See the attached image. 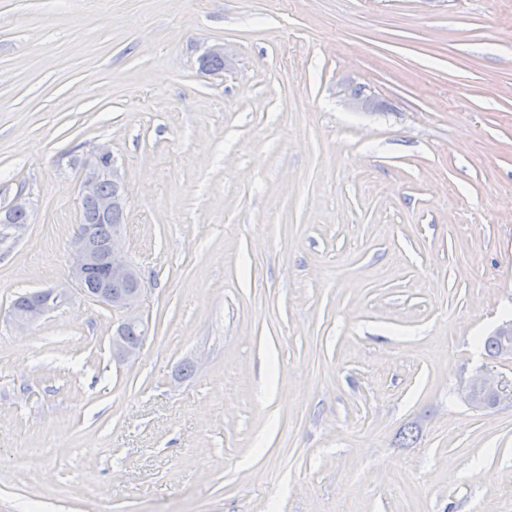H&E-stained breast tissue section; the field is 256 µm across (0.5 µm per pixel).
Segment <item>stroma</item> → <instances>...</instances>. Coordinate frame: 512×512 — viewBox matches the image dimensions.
<instances>
[{
	"label": "stroma",
	"instance_id": "1",
	"mask_svg": "<svg viewBox=\"0 0 512 512\" xmlns=\"http://www.w3.org/2000/svg\"><path fill=\"white\" fill-rule=\"evenodd\" d=\"M97 142L147 284L131 362L80 292L9 317L66 283ZM20 195L0 512H512V403L462 395L512 378L480 344L512 320V0H0ZM37 292V291H36ZM23 294L13 304L20 310L11 311V316L20 328H28L39 323L45 316L62 307L68 300L70 291L68 288H49L39 292ZM37 295L36 300L27 308ZM478 392L491 396L497 405L504 401H510L511 403L512 378L506 379L492 368L483 370L466 386L465 395H467V401L471 406L475 408L486 407L485 403L475 396Z\"/></svg>",
	"mask_w": 512,
	"mask_h": 512
}]
</instances>
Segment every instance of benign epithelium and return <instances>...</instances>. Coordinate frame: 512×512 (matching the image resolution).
I'll return each instance as SVG.
<instances>
[{"instance_id":"benign-epithelium-1","label":"benign epithelium","mask_w":512,"mask_h":512,"mask_svg":"<svg viewBox=\"0 0 512 512\" xmlns=\"http://www.w3.org/2000/svg\"><path fill=\"white\" fill-rule=\"evenodd\" d=\"M87 173L79 186V199L85 201L96 199L98 211L108 216L116 209L124 208L125 199L122 183L117 174L114 157L109 145L101 143L93 146L87 152ZM104 175L112 176V182L117 184L116 191L107 197L95 198L96 184ZM71 264L69 277L78 291L90 301L99 302L110 309L113 314L119 315L117 325L138 320V308L143 300L145 284L134 273L131 263L124 249L122 237L112 240V250L105 255L92 252L85 245L80 236L72 238L70 243ZM92 268L103 270V280L98 288L92 290L86 284V274ZM114 280L132 281L133 286L119 295L112 294L111 285ZM67 288H49L37 292L36 300L27 308L14 310L11 316L20 328H28L39 323L45 316L62 307L69 298ZM143 343L130 344L119 330L112 333V358L126 361L137 357ZM481 392L491 396L495 403L512 402V378L506 379L494 369H486L472 380L465 388L467 401L475 408L485 407V403L476 397Z\"/></svg>"}]
</instances>
